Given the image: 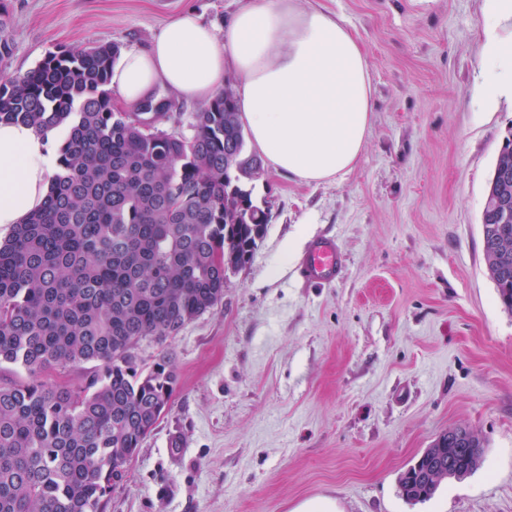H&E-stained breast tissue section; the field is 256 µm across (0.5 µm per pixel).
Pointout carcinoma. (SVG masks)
Here are the masks:
<instances>
[{"instance_id": "1", "label": "carcinoma", "mask_w": 512, "mask_h": 512, "mask_svg": "<svg viewBox=\"0 0 512 512\" xmlns=\"http://www.w3.org/2000/svg\"><path fill=\"white\" fill-rule=\"evenodd\" d=\"M116 44L48 53L0 84V122L46 134L69 128L43 206L0 242V364L26 377L0 384V512H103L121 469L170 408L173 357L140 363L224 299L227 272L245 266L269 214L254 196L235 96L219 91L194 113L189 137L140 117H166L153 98L116 112L107 86ZM488 192L484 259L512 310V218ZM91 365L83 383L43 373ZM478 432L441 434L399 476L411 503L484 462Z\"/></svg>"}]
</instances>
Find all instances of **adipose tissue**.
Returning <instances> with one entry per match:
<instances>
[{
    "instance_id": "adipose-tissue-1",
    "label": "adipose tissue",
    "mask_w": 512,
    "mask_h": 512,
    "mask_svg": "<svg viewBox=\"0 0 512 512\" xmlns=\"http://www.w3.org/2000/svg\"><path fill=\"white\" fill-rule=\"evenodd\" d=\"M485 7L492 23L481 58L493 68L474 89L483 110L512 92V36L496 25L512 18V0H485ZM232 76L250 145L271 169L308 185L352 170L371 125L370 67L358 38L326 9L240 0L220 33L194 11L181 12L147 49L122 52L111 86L133 111L161 89L209 102ZM65 136L62 128L44 135L0 123V237L44 202L60 161L53 143Z\"/></svg>"
}]
</instances>
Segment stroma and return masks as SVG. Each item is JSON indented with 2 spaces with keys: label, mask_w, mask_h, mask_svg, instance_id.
<instances>
[{
  "label": "stroma",
  "mask_w": 512,
  "mask_h": 512,
  "mask_svg": "<svg viewBox=\"0 0 512 512\" xmlns=\"http://www.w3.org/2000/svg\"><path fill=\"white\" fill-rule=\"evenodd\" d=\"M360 37L375 101L355 167L305 185L264 170L269 212L251 261L224 299L165 345L179 383L105 512H512V311L484 260L482 211L512 136V97H472L482 0H299ZM239 0H0L12 53L0 82L57 48H144L194 9L215 29ZM331 237L340 277L310 284L297 267ZM468 426L484 463L424 502L400 472L443 431Z\"/></svg>",
  "instance_id": "stroma-1"
}]
</instances>
